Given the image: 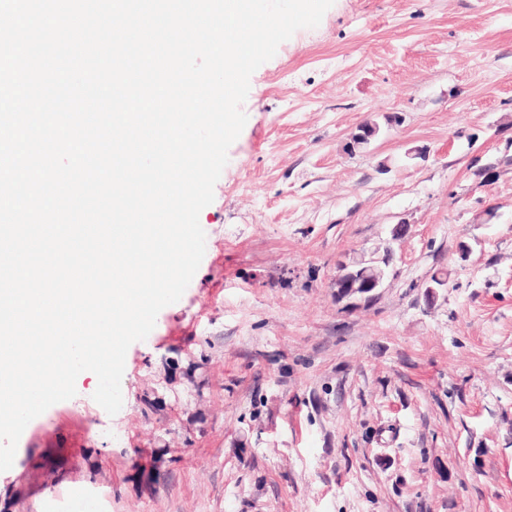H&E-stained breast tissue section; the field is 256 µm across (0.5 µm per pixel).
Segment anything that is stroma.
<instances>
[{"label": "stroma", "instance_id": "35a3bbf8", "mask_svg": "<svg viewBox=\"0 0 512 512\" xmlns=\"http://www.w3.org/2000/svg\"><path fill=\"white\" fill-rule=\"evenodd\" d=\"M242 109L121 409L78 376L0 512H512V0H334ZM401 221L383 288L337 299Z\"/></svg>", "mask_w": 512, "mask_h": 512}]
</instances>
